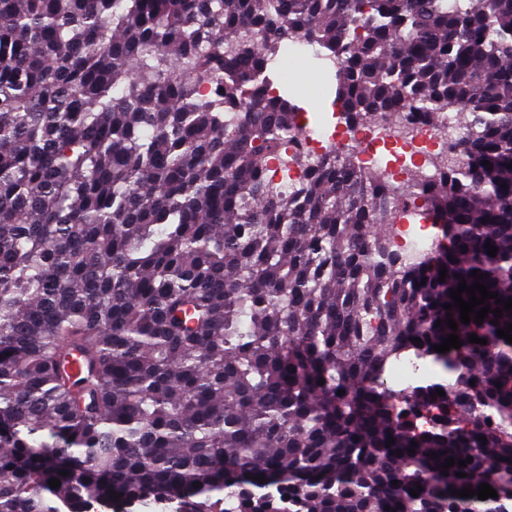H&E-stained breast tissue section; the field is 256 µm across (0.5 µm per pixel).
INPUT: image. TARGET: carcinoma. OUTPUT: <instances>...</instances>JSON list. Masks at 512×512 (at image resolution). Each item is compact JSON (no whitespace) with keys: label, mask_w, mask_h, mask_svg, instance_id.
<instances>
[{"label":"carcinoma","mask_w":512,"mask_h":512,"mask_svg":"<svg viewBox=\"0 0 512 512\" xmlns=\"http://www.w3.org/2000/svg\"><path fill=\"white\" fill-rule=\"evenodd\" d=\"M302 38L347 124L469 117L446 185L349 144L267 175L301 108L258 85ZM473 270L512 298V0H0V512H512V313L444 309ZM417 201L410 202L407 216L400 221V224H396L400 246L405 253L412 256L426 254L432 251L434 246L431 224L423 223L416 217ZM417 219L418 223H415Z\"/></svg>","instance_id":"1"}]
</instances>
